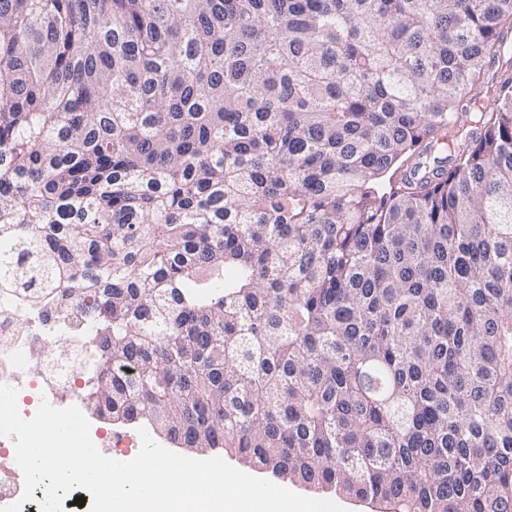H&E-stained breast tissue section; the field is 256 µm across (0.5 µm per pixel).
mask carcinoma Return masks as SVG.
<instances>
[{
    "mask_svg": "<svg viewBox=\"0 0 512 512\" xmlns=\"http://www.w3.org/2000/svg\"><path fill=\"white\" fill-rule=\"evenodd\" d=\"M512 0H0V293L93 412L384 512H512ZM512 60V33L509 32L507 40L501 47V57L499 62H496L495 66L486 72L484 76L485 87L482 89V86H477L475 90L471 92V95H475V98L479 100L478 105L483 107H493L494 101L491 94H486V86H490L492 83L496 84L498 81L499 70L503 65V70L508 65V62ZM488 82V84H487Z\"/></svg>",
    "mask_w": 512,
    "mask_h": 512,
    "instance_id": "obj_1",
    "label": "carcinoma"
}]
</instances>
